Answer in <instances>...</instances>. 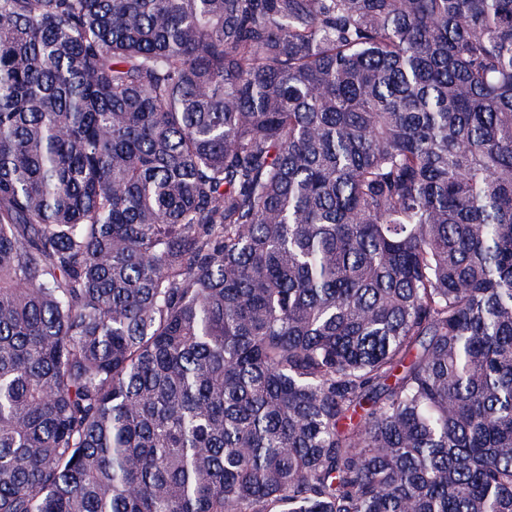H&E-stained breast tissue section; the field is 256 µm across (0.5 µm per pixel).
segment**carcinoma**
Instances as JSON below:
<instances>
[{"instance_id": "carcinoma-1", "label": "carcinoma", "mask_w": 512, "mask_h": 512, "mask_svg": "<svg viewBox=\"0 0 512 512\" xmlns=\"http://www.w3.org/2000/svg\"><path fill=\"white\" fill-rule=\"evenodd\" d=\"M0 512H512V0H0Z\"/></svg>"}]
</instances>
